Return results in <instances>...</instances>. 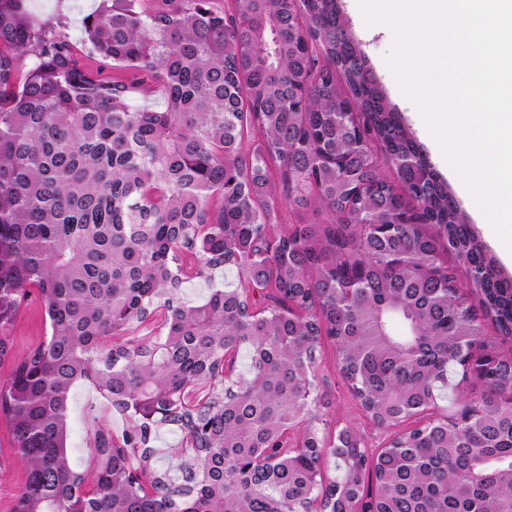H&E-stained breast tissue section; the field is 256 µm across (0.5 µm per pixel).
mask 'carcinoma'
<instances>
[{
    "mask_svg": "<svg viewBox=\"0 0 512 512\" xmlns=\"http://www.w3.org/2000/svg\"><path fill=\"white\" fill-rule=\"evenodd\" d=\"M279 195L325 220L276 231ZM33 291L46 339L18 354L0 332L13 512H512V356L481 340H512V278L337 0H99L79 46L0 0V329ZM326 341L363 414L398 428L375 454L329 430ZM84 380L127 425L118 445L93 417L80 470ZM441 399L456 410L422 418ZM165 425L192 444L178 481L151 466Z\"/></svg>",
    "mask_w": 512,
    "mask_h": 512,
    "instance_id": "cac0c4a2",
    "label": "carcinoma"
}]
</instances>
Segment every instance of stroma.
Returning <instances> with one entry per match:
<instances>
[{
	"mask_svg": "<svg viewBox=\"0 0 512 512\" xmlns=\"http://www.w3.org/2000/svg\"><path fill=\"white\" fill-rule=\"evenodd\" d=\"M338 5L348 19L349 32L362 50L367 67L387 102L401 114L421 150L425 154H432V137L418 124L415 104L403 95L385 61L393 43L391 29L383 24L366 25L358 0H339ZM96 6L97 0H30L29 3L30 12L37 22L53 28L74 43L80 42L83 36L84 17ZM437 172L499 269L504 275L512 276V258L508 257L504 245L495 236L472 196L459 187L447 166H439ZM47 327L44 309L38 296L32 294L26 298L10 332L16 347L27 350L36 347L45 338ZM322 357L321 369L327 380V413L332 426L353 424L366 434L373 446H384L390 436L389 430L374 426L359 410L336 369L331 347H324ZM96 403L95 394L88 384L82 383L74 388L70 405L71 448L75 463L81 467L88 464L85 430ZM23 485L24 471L18 454L5 422L0 421V512H11L15 497Z\"/></svg>",
	"mask_w": 512,
	"mask_h": 512,
	"instance_id": "1",
	"label": "stroma"
}]
</instances>
